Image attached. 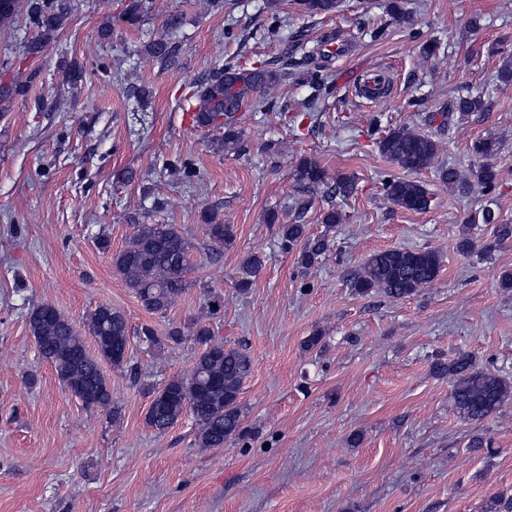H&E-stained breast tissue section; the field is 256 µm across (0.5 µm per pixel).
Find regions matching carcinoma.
<instances>
[{
	"mask_svg": "<svg viewBox=\"0 0 512 512\" xmlns=\"http://www.w3.org/2000/svg\"><path fill=\"white\" fill-rule=\"evenodd\" d=\"M307 14H331L339 7V0H298ZM153 0H128L119 20L129 28L139 27L151 12ZM70 14L69 0H27L28 23L37 30L35 40L27 45V53L41 54L53 36L66 24ZM144 50L157 61L169 64L179 52V46L170 38H159L144 45ZM293 79L311 85L315 94L302 102V115L310 120L311 129L320 127L319 113L327 110L321 98L326 77L321 70L303 75L288 70V63L279 67L266 60H257L249 69L226 66L212 70L195 93V123L200 128L224 129L222 149L225 154L242 150L243 130L237 113L260 112L265 104L266 89L281 81ZM31 81L21 84L15 80L0 82V105L17 95H24ZM484 109L483 100L476 96H461L455 110L465 117ZM380 154L393 162L405 175L391 174L384 181L385 198L393 205L412 211H424L431 204L430 192L423 182L409 177L429 168L438 154V143L406 126L394 127L377 142ZM474 154L484 159L476 170V181L486 205L481 210L482 223L493 224L494 239L482 247L489 252L494 246L512 238V224H501L493 208L498 172L488 159L497 154L493 138L474 143ZM296 181L310 189L324 188L329 208L321 214L322 223L333 227L346 219L345 213L333 205L340 197L348 199L355 182L340 177L328 183L324 170L316 161L301 157L294 170ZM440 180L448 189L464 194L471 184L453 167L439 168ZM206 234L212 250L220 252L231 244L230 225L206 219ZM276 235L280 248L290 253L297 251L298 262L310 267L318 262L329 247L327 236L315 239L307 236V225L294 221L279 224ZM194 244L174 224H136L123 249L112 255L113 268L122 275L128 288L149 312L163 314L175 298L196 285L189 274L192 270L191 253ZM263 264L258 255L250 256L242 265L236 287L245 291L253 284ZM442 256L435 250L417 251L391 249L372 254L362 268L350 279L351 290L359 295L375 292L391 300H400L418 293L439 275ZM30 332L39 353L55 369L64 386L83 390V403L117 416L118 407L112 402V390L101 370V362L112 368H125L128 360H112V346L128 347L130 330L125 314L110 304L98 306L85 323V333L92 337L96 352H90L78 330L58 310L44 304L33 310L28 318ZM192 336L201 351L190 372L175 376L154 391L160 400L151 401L146 415L147 423L163 433L184 412L190 413L196 425L195 445L201 449L222 448L236 439H244L249 429L244 426L245 415L240 402L244 382L253 371L250 355L243 349L227 347L214 338L213 330L198 323ZM433 371L448 377L453 406L460 418L477 423L493 415L512 399V382L495 369L478 363L476 358L461 353L449 362H437Z\"/></svg>",
	"mask_w": 512,
	"mask_h": 512,
	"instance_id": "obj_1",
	"label": "carcinoma"
}]
</instances>
